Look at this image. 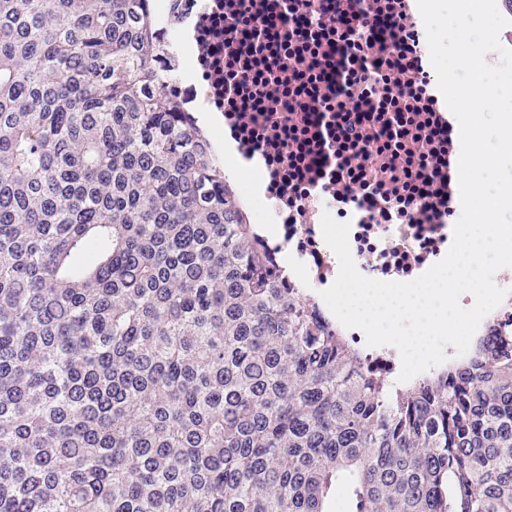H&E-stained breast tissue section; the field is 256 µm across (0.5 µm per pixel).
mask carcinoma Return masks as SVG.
<instances>
[{
    "label": "carcinoma",
    "instance_id": "cac0c4a2",
    "mask_svg": "<svg viewBox=\"0 0 512 512\" xmlns=\"http://www.w3.org/2000/svg\"><path fill=\"white\" fill-rule=\"evenodd\" d=\"M166 68L150 0H0V512H512V349L368 371Z\"/></svg>",
    "mask_w": 512,
    "mask_h": 512
}]
</instances>
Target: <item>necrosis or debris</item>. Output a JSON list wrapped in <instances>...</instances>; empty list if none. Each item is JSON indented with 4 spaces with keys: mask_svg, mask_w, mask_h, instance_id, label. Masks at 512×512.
Wrapping results in <instances>:
<instances>
[{
    "mask_svg": "<svg viewBox=\"0 0 512 512\" xmlns=\"http://www.w3.org/2000/svg\"><path fill=\"white\" fill-rule=\"evenodd\" d=\"M187 111L221 113L222 136L258 163L240 198L290 284L327 289L339 263L323 213L350 222L359 272L410 281L453 239L459 142L423 60L416 0H154ZM191 70H184L183 57Z\"/></svg>",
    "mask_w": 512,
    "mask_h": 512,
    "instance_id": "obj_1",
    "label": "necrosis or debris"
}]
</instances>
